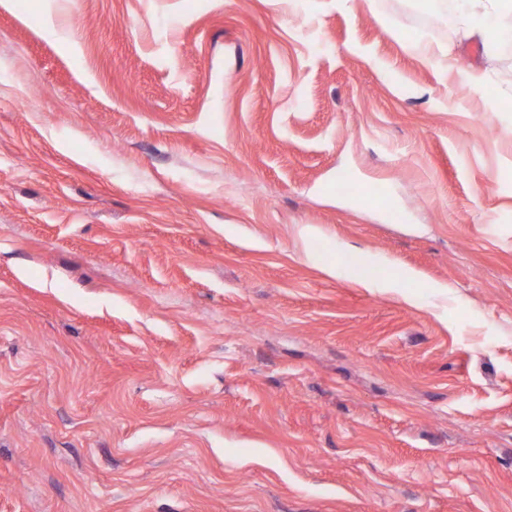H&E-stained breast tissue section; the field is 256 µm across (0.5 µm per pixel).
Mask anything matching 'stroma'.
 <instances>
[{
	"instance_id": "stroma-1",
	"label": "stroma",
	"mask_w": 512,
	"mask_h": 512,
	"mask_svg": "<svg viewBox=\"0 0 512 512\" xmlns=\"http://www.w3.org/2000/svg\"><path fill=\"white\" fill-rule=\"evenodd\" d=\"M435 8L0 6V512H512V48Z\"/></svg>"
}]
</instances>
